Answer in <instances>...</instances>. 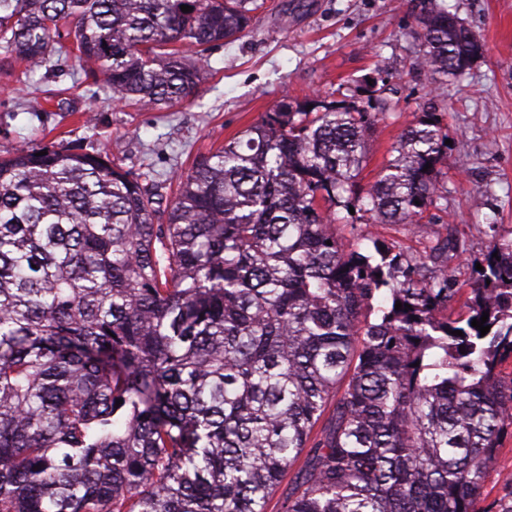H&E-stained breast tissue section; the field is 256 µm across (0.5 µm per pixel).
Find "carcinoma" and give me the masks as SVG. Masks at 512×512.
<instances>
[{
  "label": "carcinoma",
  "instance_id": "cac0c4a2",
  "mask_svg": "<svg viewBox=\"0 0 512 512\" xmlns=\"http://www.w3.org/2000/svg\"><path fill=\"white\" fill-rule=\"evenodd\" d=\"M256 2L0 0V50L27 76L72 54L113 95L171 107ZM417 26L411 68L434 81L483 54L446 9ZM390 109L285 95L167 203L101 150L0 154V512H267L329 408L283 512H479L512 427V239L456 319L455 247L343 241L337 207L379 224L448 212L434 112L358 188Z\"/></svg>",
  "mask_w": 512,
  "mask_h": 512
}]
</instances>
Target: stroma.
<instances>
[{"mask_svg":"<svg viewBox=\"0 0 512 512\" xmlns=\"http://www.w3.org/2000/svg\"><path fill=\"white\" fill-rule=\"evenodd\" d=\"M468 24L484 52L440 96L433 81L410 68L412 31L425 0H264L250 31L210 52V72L197 97L167 110H144L99 92L75 57L49 77L22 79L24 63L0 65V151L20 144L78 153L106 151L124 169L150 173L174 194L177 177L202 155L260 121L283 95L364 101L368 87L386 89L396 112L381 117L369 138L360 182H373L402 131L436 109L450 144L443 166L448 211L428 210L422 223L372 224L365 212L339 209L345 241L372 251L394 242L421 253L450 238L457 292L451 312L471 296L473 268L494 234L512 238V0H434ZM469 158L460 166V158ZM512 476V429L480 490L489 505Z\"/></svg>","mask_w":512,"mask_h":512,"instance_id":"obj_1","label":"stroma"}]
</instances>
